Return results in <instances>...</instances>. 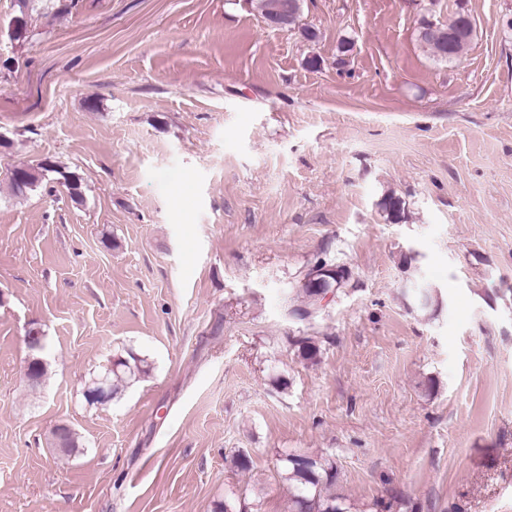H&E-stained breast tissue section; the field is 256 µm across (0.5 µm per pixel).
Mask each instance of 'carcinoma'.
<instances>
[{
  "label": "carcinoma",
  "mask_w": 512,
  "mask_h": 512,
  "mask_svg": "<svg viewBox=\"0 0 512 512\" xmlns=\"http://www.w3.org/2000/svg\"><path fill=\"white\" fill-rule=\"evenodd\" d=\"M303 0H254L255 8L260 17L264 18L277 12L284 5H290L288 26L296 25L302 12ZM463 12L457 11L448 19V23L435 25L423 20L420 23L418 38L430 51L433 58L439 62L452 63L459 60L470 46L475 30L458 40L450 51L444 49L439 41L434 39L432 28L438 26L444 30L453 31L460 25ZM59 169L52 161H44L35 167L18 166L10 171L9 183L12 192L24 196L35 189L50 173H57ZM61 173V172H59ZM64 185L70 190L71 195H77L79 177L73 173H61ZM320 289L305 285L303 294L305 307L295 310L302 318H309L319 309L317 295ZM116 370L112 371V397L122 391L124 384L131 380L139 379L151 370V365L146 358L129 351L127 356L118 357L115 362ZM288 462V480L292 482L295 493L291 499L292 512H346L342 508L340 497L330 492L336 484V468L327 459L307 458L306 464L297 461L296 456L290 455Z\"/></svg>",
  "instance_id": "cac0c4a2"
}]
</instances>
